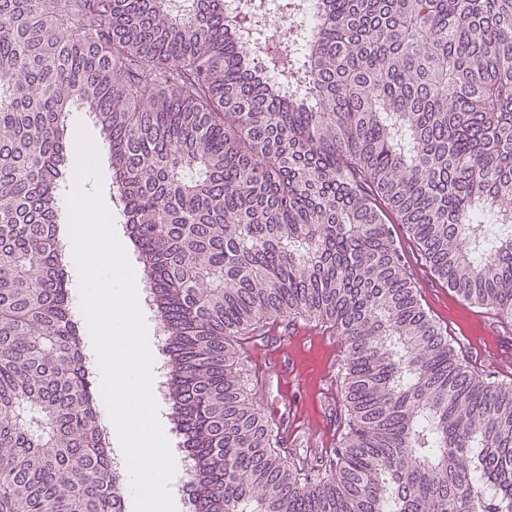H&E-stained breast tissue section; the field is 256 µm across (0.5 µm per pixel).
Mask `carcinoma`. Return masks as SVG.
<instances>
[{
	"label": "carcinoma",
	"instance_id": "cac0c4a2",
	"mask_svg": "<svg viewBox=\"0 0 512 512\" xmlns=\"http://www.w3.org/2000/svg\"><path fill=\"white\" fill-rule=\"evenodd\" d=\"M267 29L259 5L0 0V512L122 509L61 245L76 106L162 329L189 512L512 503V383L426 314L396 234L512 321V0H318L243 51ZM306 317L347 346L348 418L287 457L230 340ZM67 124L70 129L77 132L83 127L92 141H101L99 127L94 124L86 109L73 108L68 114Z\"/></svg>",
	"mask_w": 512,
	"mask_h": 512
}]
</instances>
